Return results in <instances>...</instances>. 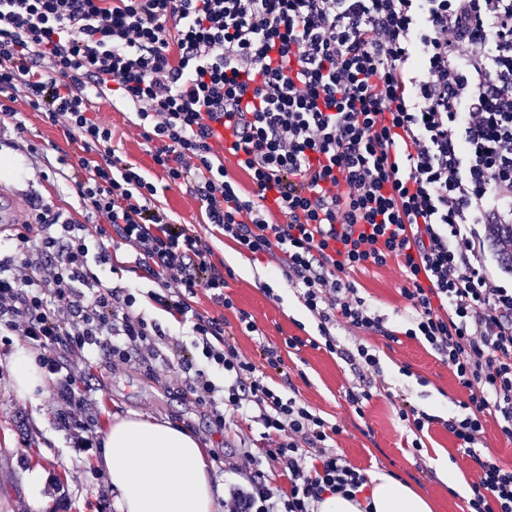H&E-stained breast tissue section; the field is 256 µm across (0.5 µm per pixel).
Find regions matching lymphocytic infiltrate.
Segmentation results:
<instances>
[{"label":"lymphocytic infiltrate","instance_id":"1","mask_svg":"<svg viewBox=\"0 0 512 512\" xmlns=\"http://www.w3.org/2000/svg\"><path fill=\"white\" fill-rule=\"evenodd\" d=\"M21 85L45 117H66L80 201L108 223L43 205L0 242L1 336L32 341L52 372L89 346L121 361L155 352L163 332L134 293L92 271L115 237L163 311L186 319L199 288L233 305L208 244L92 119L116 86L154 163L240 251L274 261L326 350L341 321L448 361L467 390L446 426L476 465L470 512H512V469L475 450L488 414L512 440V277L485 258L487 225L512 224V0H0V99ZM228 157L251 195L227 180ZM391 261L413 310L400 333L353 279ZM193 331L200 349L172 352L185 389L219 422L257 411L266 441L242 452L248 486L227 512H317L324 493L362 492L365 475L328 445L338 427L241 359L222 320L196 317Z\"/></svg>","mask_w":512,"mask_h":512}]
</instances>
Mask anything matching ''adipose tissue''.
I'll list each match as a JSON object with an SVG mask.
<instances>
[{
    "mask_svg": "<svg viewBox=\"0 0 512 512\" xmlns=\"http://www.w3.org/2000/svg\"><path fill=\"white\" fill-rule=\"evenodd\" d=\"M11 385L36 400L48 379L34 351L16 348ZM99 465L118 512H222L221 485L211 475L201 440L181 424L138 414L115 415L101 436ZM365 497L325 494L318 512H432L429 500L384 472L371 473Z\"/></svg>",
    "mask_w": 512,
    "mask_h": 512,
    "instance_id": "adipose-tissue-1",
    "label": "adipose tissue"
}]
</instances>
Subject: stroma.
Masks as SVG:
<instances>
[{"label":"stroma","mask_w":512,"mask_h":512,"mask_svg":"<svg viewBox=\"0 0 512 512\" xmlns=\"http://www.w3.org/2000/svg\"><path fill=\"white\" fill-rule=\"evenodd\" d=\"M11 107L16 118L0 119V209L11 221L0 225V236L16 233L32 223L34 208L49 205L62 219L96 227L106 224L101 213L85 211L78 202L69 177L76 162V142L67 135L66 118L47 120L30 106L26 88H19ZM93 119L112 131L116 156L141 169L158 187L159 203L173 219L184 224L211 247L215 265L230 269L226 293L233 308L213 302L208 292L197 290L189 302L204 317L224 322L227 339L241 356L265 372L273 385L309 406L339 432L334 451L365 473L384 471L411 484L428 497L433 512H468L475 464L449 433L445 422L459 414L458 403L466 390L453 368L420 342L400 337L391 340L363 330L339 326L336 341L343 349L366 345L380 360L382 372L375 380L373 396L355 411L345 392L354 381L349 364L336 354L312 347L317 323L303 307L296 290L274 273L268 257L240 252L236 243L204 221V209L186 185L169 183L152 159V145L145 130L126 108H113L110 99L99 100ZM111 255L105 283L116 288H137L138 310L145 319L158 323L170 343L191 345L193 323L173 318L156 308L147 296L152 282L144 267L120 242H107ZM361 296L370 300L387 320L398 326L409 308L401 294L406 281L396 262L356 273ZM249 312L258 330H241L238 313ZM301 336L306 344L292 349L285 340ZM21 339L0 338V512H117L114 494L97 465V450L80 452L73 443L77 433L100 439L113 415L137 413L168 419L189 428L209 447L212 476L224 487L245 485L235 469L242 444L261 442V427L226 413L216 423L180 383L181 373L170 361L168 346L157 356L110 363L95 351H75L60 359L61 373L74 379L80 408H70L56 382H49L37 402L19 398L11 388L8 358ZM277 349L281 370L268 368L263 351ZM410 402L434 416L423 448L413 451L415 437L398 417L401 402ZM39 475L43 489L32 501L26 483Z\"/></svg>","instance_id":"35a3bbf8"}]
</instances>
